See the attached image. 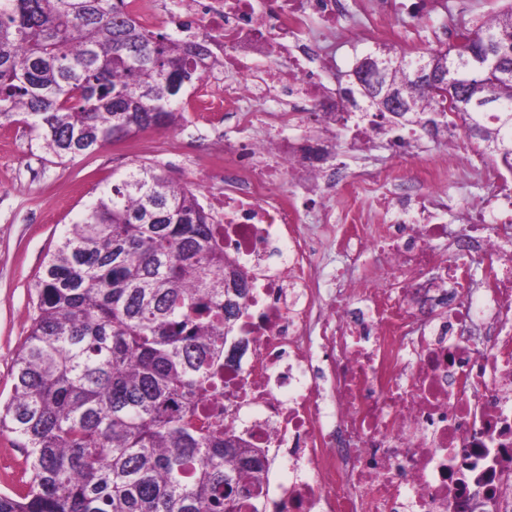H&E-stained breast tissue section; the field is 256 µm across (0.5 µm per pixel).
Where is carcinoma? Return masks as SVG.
<instances>
[{
	"label": "carcinoma",
	"mask_w": 512,
	"mask_h": 512,
	"mask_svg": "<svg viewBox=\"0 0 512 512\" xmlns=\"http://www.w3.org/2000/svg\"><path fill=\"white\" fill-rule=\"evenodd\" d=\"M123 0H0V125L60 161L177 128L182 94L223 66L154 33ZM444 55L448 79L491 107L456 113L471 145L512 170V3ZM408 125L448 129L439 94L406 83ZM0 431L24 451L0 512H265L267 455L224 428V362L248 288L194 190L141 164L92 200L47 255Z\"/></svg>",
	"instance_id": "1"
}]
</instances>
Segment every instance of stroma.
<instances>
[{
  "label": "stroma",
  "mask_w": 512,
  "mask_h": 512,
  "mask_svg": "<svg viewBox=\"0 0 512 512\" xmlns=\"http://www.w3.org/2000/svg\"><path fill=\"white\" fill-rule=\"evenodd\" d=\"M416 2L399 0L392 18L396 35L390 44L407 53L447 48L449 40L441 32L452 27L454 18L484 20L502 6V0H447V10L429 14L418 10ZM238 136L231 126L214 131L188 120L173 131L140 132L138 138L145 143L141 152H128L126 143L117 142L62 162L39 149L23 124L0 127V155L5 158L0 164V403L13 394L12 366L30 330L34 284L45 257L92 197L114 177L142 163L157 166L174 181L190 182L191 165L207 144ZM451 147L456 160L448 174L447 221L456 225L464 208L490 194L479 174L487 162L475 155L462 131L422 135L408 158L396 156L390 139L382 135L366 142L343 136L334 141L337 159L349 163L352 170L390 166L399 174L441 164Z\"/></svg>",
  "instance_id": "obj_1"
}]
</instances>
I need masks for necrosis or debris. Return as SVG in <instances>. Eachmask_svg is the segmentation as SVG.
<instances>
[{"label": "necrosis or debris", "instance_id": "1", "mask_svg": "<svg viewBox=\"0 0 512 512\" xmlns=\"http://www.w3.org/2000/svg\"><path fill=\"white\" fill-rule=\"evenodd\" d=\"M354 2L361 41L392 35L395 0ZM124 10L148 29L168 22L235 75L218 88L203 78L188 100L198 119L250 132L195 175L220 177L203 208L249 285L244 349L224 368V427L274 457L266 512H470L475 498L512 512V182L483 171L494 218L473 208L460 231L436 220L447 167L404 186L389 169L297 167L299 143L254 135L257 101L282 127L304 112L335 121L339 94L323 75L336 67L344 0H124ZM347 186L403 219L340 224L322 207L337 250L365 270L330 290L297 202Z\"/></svg>", "mask_w": 512, "mask_h": 512}]
</instances>
